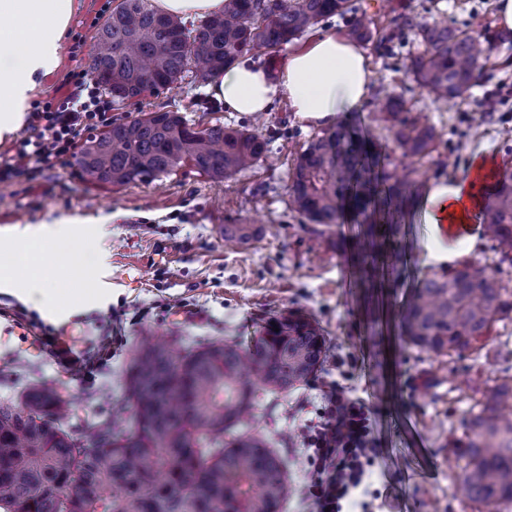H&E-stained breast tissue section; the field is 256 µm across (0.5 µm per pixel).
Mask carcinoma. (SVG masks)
<instances>
[{
  "mask_svg": "<svg viewBox=\"0 0 512 512\" xmlns=\"http://www.w3.org/2000/svg\"><path fill=\"white\" fill-rule=\"evenodd\" d=\"M349 21L347 35L385 52L413 30L426 46L407 57V73L435 102L463 96L487 71L478 38L441 23L420 24L398 12L380 30L361 0H224V12L188 28L151 0H117L98 29L89 71L112 103L172 89L192 74L206 82L253 49H275L323 19ZM388 97L385 121L406 157L430 156L433 127L421 112L399 111ZM269 152V140L245 127L195 128L178 111L141 112L89 136L74 166L95 186L148 182L189 167L221 181ZM291 208L332 228L345 210L368 207L374 226L394 224L392 209L410 184L386 185L366 142L348 126L315 136L289 173ZM500 260H512V175L504 176L480 212ZM253 235L249 224L224 225V237ZM512 317V290L489 268L463 261L426 276L406 304L404 336L436 356L476 349L499 321ZM325 339L312 318L292 313L251 342L192 348L177 340H143L126 373L124 424L96 423L77 432L64 425L67 403L34 383L0 401V512H283L288 496L285 456L251 429L257 385L266 394L292 391L323 364ZM512 384L501 383L476 403L463 438L448 448L461 463L467 497L487 508L512 503Z\"/></svg>",
  "mask_w": 512,
  "mask_h": 512,
  "instance_id": "obj_1",
  "label": "carcinoma"
}]
</instances>
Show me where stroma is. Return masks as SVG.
Returning a JSON list of instances; mask_svg holds the SVG:
<instances>
[{"label":"stroma","mask_w":512,"mask_h":512,"mask_svg":"<svg viewBox=\"0 0 512 512\" xmlns=\"http://www.w3.org/2000/svg\"><path fill=\"white\" fill-rule=\"evenodd\" d=\"M369 15L409 10L419 22H446L475 35L498 31L496 0H364ZM58 68L42 78L35 102L61 96L70 74L87 69L100 25L113 0H77ZM485 53L495 67L462 98L433 102L406 74L400 57L364 50L375 78L353 122L372 139L392 178L415 188L465 173L470 152L489 144L501 170L512 174V44L493 41ZM185 80L113 116L139 111L181 112L198 127L216 123L255 128L270 141L266 160L216 182L190 168L147 183L121 187L84 183L72 163L44 165L34 181L0 182V268L25 269L45 278L60 295L84 294L81 307L47 310L30 303L18 286L0 288V400L40 382L69 403L65 421L84 427L111 417L126 396L125 373L142 337H178L195 346L224 338L249 341L259 325L294 310L324 330L321 370L299 389L269 398L255 413L254 429L283 448L293 486L284 512H309L303 500L301 428L321 405L322 386L334 383L370 397L381 410L382 461L391 488L388 512H489L457 490L460 470L448 443L485 391L512 379V320L497 323L485 345L464 359L434 356L406 346L399 311L428 267L418 257L428 227L414 215L395 226L405 249L381 287L363 283L350 247L365 228L357 220L326 228L293 212L288 175L318 126L301 121L287 99L263 120L225 111ZM404 109L423 111L437 131L436 149L418 160L402 157L381 108L388 95ZM76 220V250L66 265L48 266L2 241L14 227L40 228ZM228 224H250L252 240L224 239ZM72 354L111 346L112 355L82 375L48 355L49 341Z\"/></svg>","instance_id":"35a3bbf8"}]
</instances>
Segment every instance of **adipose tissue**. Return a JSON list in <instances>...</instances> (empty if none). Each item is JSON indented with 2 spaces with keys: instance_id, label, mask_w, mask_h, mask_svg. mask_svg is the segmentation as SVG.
Returning a JSON list of instances; mask_svg holds the SVG:
<instances>
[{
  "instance_id": "adipose-tissue-1",
  "label": "adipose tissue",
  "mask_w": 512,
  "mask_h": 512,
  "mask_svg": "<svg viewBox=\"0 0 512 512\" xmlns=\"http://www.w3.org/2000/svg\"><path fill=\"white\" fill-rule=\"evenodd\" d=\"M75 9V0H0V139L21 128L40 80L58 67ZM372 80L364 50L332 32L290 51L275 73L241 57L207 91L225 111L252 115L270 111L283 96L300 119L330 126L361 110ZM498 179L497 160L484 144L472 154L465 175L427 184L416 200L431 230L423 265L476 256L475 216Z\"/></svg>"
}]
</instances>
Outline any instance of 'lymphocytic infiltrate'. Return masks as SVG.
I'll use <instances>...</instances> for the list:
<instances>
[{
	"label": "lymphocytic infiltrate",
	"mask_w": 512,
	"mask_h": 512,
	"mask_svg": "<svg viewBox=\"0 0 512 512\" xmlns=\"http://www.w3.org/2000/svg\"><path fill=\"white\" fill-rule=\"evenodd\" d=\"M64 95L30 113L28 126L6 154H0V180L38 172L73 156L82 136L112 122V101L87 72L73 74ZM367 399L347 387L325 388L321 406L304 427V496L311 512H368L383 478L381 450Z\"/></svg>",
	"instance_id": "f902f5d3"
}]
</instances>
